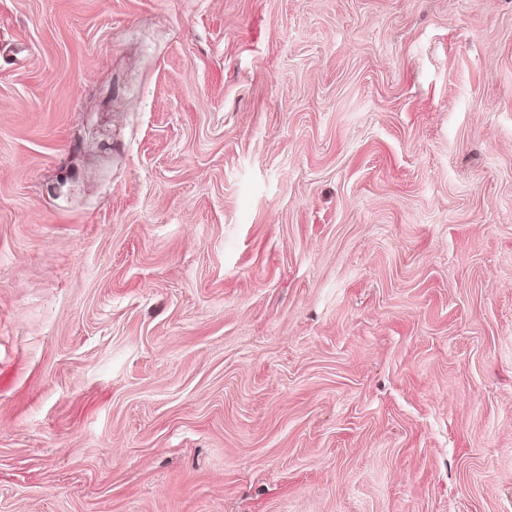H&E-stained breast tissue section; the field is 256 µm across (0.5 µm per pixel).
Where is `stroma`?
Returning a JSON list of instances; mask_svg holds the SVG:
<instances>
[{
    "mask_svg": "<svg viewBox=\"0 0 512 512\" xmlns=\"http://www.w3.org/2000/svg\"><path fill=\"white\" fill-rule=\"evenodd\" d=\"M0 512H512V0H0Z\"/></svg>",
    "mask_w": 512,
    "mask_h": 512,
    "instance_id": "stroma-1",
    "label": "stroma"
}]
</instances>
